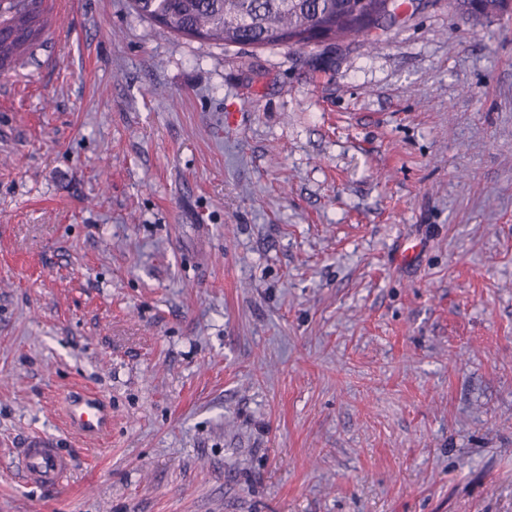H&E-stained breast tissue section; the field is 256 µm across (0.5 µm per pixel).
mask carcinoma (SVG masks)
<instances>
[{
	"mask_svg": "<svg viewBox=\"0 0 512 512\" xmlns=\"http://www.w3.org/2000/svg\"><path fill=\"white\" fill-rule=\"evenodd\" d=\"M137 14L178 36L224 45L308 47L368 37L396 19L397 0H132ZM468 20L500 13L504 0H457ZM47 0H0V69L31 57L44 35Z\"/></svg>",
	"mask_w": 512,
	"mask_h": 512,
	"instance_id": "1",
	"label": "carcinoma"
}]
</instances>
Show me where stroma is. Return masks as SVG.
Wrapping results in <instances>:
<instances>
[{
	"label": "stroma",
	"mask_w": 512,
	"mask_h": 512,
	"mask_svg": "<svg viewBox=\"0 0 512 512\" xmlns=\"http://www.w3.org/2000/svg\"><path fill=\"white\" fill-rule=\"evenodd\" d=\"M51 5L0 72V512H512V15L253 48ZM64 426L87 440H95L112 427V414L96 394L75 392L67 402ZM18 454V464L29 485L58 486L67 481L71 460L57 447V442L37 437L25 448H18Z\"/></svg>",
	"instance_id": "1"
}]
</instances>
